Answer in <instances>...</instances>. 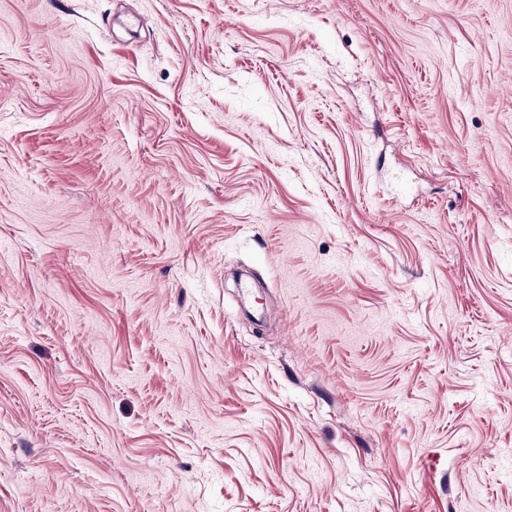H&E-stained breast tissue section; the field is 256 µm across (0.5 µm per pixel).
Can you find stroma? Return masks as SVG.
Masks as SVG:
<instances>
[{
  "mask_svg": "<svg viewBox=\"0 0 512 512\" xmlns=\"http://www.w3.org/2000/svg\"><path fill=\"white\" fill-rule=\"evenodd\" d=\"M0 512H512V0H0Z\"/></svg>",
  "mask_w": 512,
  "mask_h": 512,
  "instance_id": "1",
  "label": "stroma"
}]
</instances>
